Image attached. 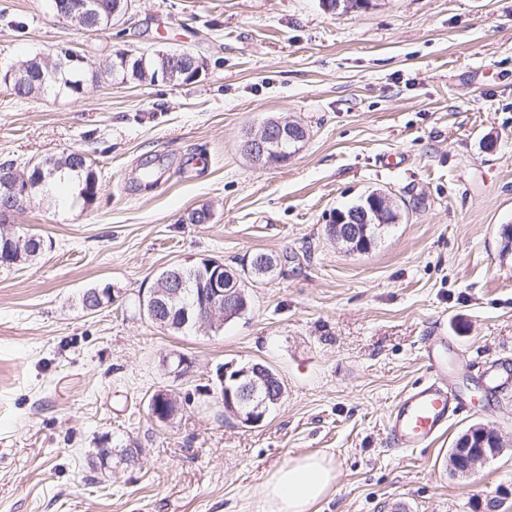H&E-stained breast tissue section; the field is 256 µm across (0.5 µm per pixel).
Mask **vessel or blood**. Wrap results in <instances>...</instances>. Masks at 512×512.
<instances>
[{
  "instance_id": "1",
  "label": "vessel or blood",
  "mask_w": 512,
  "mask_h": 512,
  "mask_svg": "<svg viewBox=\"0 0 512 512\" xmlns=\"http://www.w3.org/2000/svg\"><path fill=\"white\" fill-rule=\"evenodd\" d=\"M460 355L450 349L444 336L431 337L425 359L434 377L405 392L386 421L387 432L400 449L426 448L443 434L453 416L464 406L465 398L452 381ZM487 388L512 385V366L490 365L483 373Z\"/></svg>"
}]
</instances>
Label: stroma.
<instances>
[{"label": "stroma", "mask_w": 512, "mask_h": 512, "mask_svg": "<svg viewBox=\"0 0 512 512\" xmlns=\"http://www.w3.org/2000/svg\"><path fill=\"white\" fill-rule=\"evenodd\" d=\"M73 49L188 50L199 81H87L20 102L0 81V163L73 149L100 176L93 203L36 190L14 229L33 261L0 271V512H265L286 462L325 456L336 481L318 512H512V387L481 372L512 359V0H133L112 28L79 32L48 0H0V71ZM309 138L287 163L241 151L268 118ZM206 157L203 165L188 162ZM151 165L152 187L140 180ZM380 189L401 218L366 254L326 234L337 209ZM206 224L188 223L195 209ZM276 269L248 282V310L216 332H175L139 307L172 265L214 259ZM113 290L96 312L84 291ZM460 353L468 405L428 448L402 451L386 418L430 378L426 339ZM193 365L175 377L170 357ZM261 361L286 393L259 425L202 396L225 363ZM189 396L168 424L149 400ZM505 444L473 471L449 456L471 426ZM98 448L135 466L93 469Z\"/></svg>", "instance_id": "obj_1"}]
</instances>
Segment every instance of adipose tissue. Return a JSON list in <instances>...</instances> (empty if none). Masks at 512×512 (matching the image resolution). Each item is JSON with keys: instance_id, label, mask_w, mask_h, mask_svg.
Wrapping results in <instances>:
<instances>
[{"instance_id": "ef3b65f1", "label": "adipose tissue", "mask_w": 512, "mask_h": 512, "mask_svg": "<svg viewBox=\"0 0 512 512\" xmlns=\"http://www.w3.org/2000/svg\"><path fill=\"white\" fill-rule=\"evenodd\" d=\"M336 479L334 466L314 454L291 460L274 471L261 490L267 512H314Z\"/></svg>"}]
</instances>
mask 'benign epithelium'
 I'll return each mask as SVG.
<instances>
[{
  "label": "benign epithelium",
  "instance_id": "benign-epithelium-1",
  "mask_svg": "<svg viewBox=\"0 0 512 512\" xmlns=\"http://www.w3.org/2000/svg\"><path fill=\"white\" fill-rule=\"evenodd\" d=\"M161 57H186L192 63L187 72L190 80L200 79L206 71L205 60L187 50L159 51ZM112 57L124 62V66H133L134 70L145 69L146 55H134L124 49L112 53ZM309 133L299 123L268 119L260 126L258 132L251 134L242 144L243 153L257 165H271L288 162L300 150V145L307 141ZM33 186L27 177L18 173L16 167H0V192L10 199L12 212L17 213L32 202ZM398 205L394 198L385 191H376L368 199L365 207L342 217L329 225L331 236L352 242L367 229L374 225L383 228L391 224ZM208 269L213 271L211 278L202 284L198 290L199 300L190 306L182 307V317L185 321L200 324L216 318L230 319L240 316L248 309V302L243 291L244 283L241 277L228 270L224 263L217 260L208 261ZM183 266L169 268L166 287L153 288L142 299L152 320L162 322L169 304L181 298L186 281ZM218 385L216 391L209 392L215 405L232 414L245 425L262 423L269 413V407L281 401L283 394L275 389L276 376L266 366L260 363H233L220 367L216 373ZM171 399L167 390L156 391L150 399V407L155 409L153 418L167 423L166 403ZM459 452L474 453L468 468L493 458L503 452L501 448H478L472 451L461 448Z\"/></svg>",
  "mask_w": 512,
  "mask_h": 512
}]
</instances>
